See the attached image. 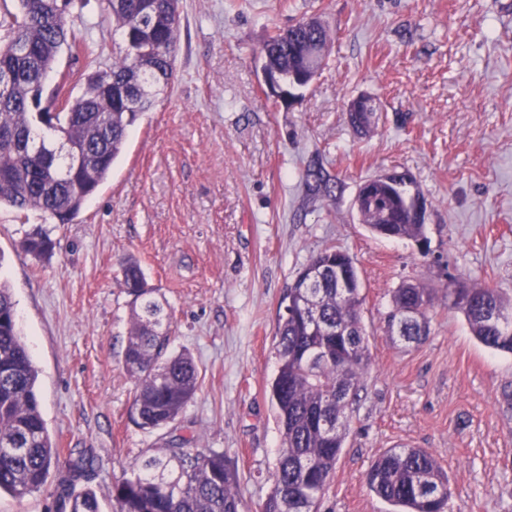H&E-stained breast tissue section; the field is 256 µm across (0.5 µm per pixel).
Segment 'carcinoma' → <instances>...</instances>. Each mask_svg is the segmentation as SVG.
Returning a JSON list of instances; mask_svg holds the SVG:
<instances>
[{"mask_svg": "<svg viewBox=\"0 0 512 512\" xmlns=\"http://www.w3.org/2000/svg\"><path fill=\"white\" fill-rule=\"evenodd\" d=\"M5 21L9 42L0 48V206L23 218L38 210L60 224L71 222L108 177L124 152L128 130L167 93L180 34L179 0H105L122 34L138 35L136 49L123 46L104 79L99 70L83 73L82 91L67 89L62 73L50 97L44 82L55 71L63 49L73 60L89 58L58 0H16ZM330 41L319 19L276 30L261 49L264 68L307 83L318 71ZM26 52L16 55L13 44ZM312 196L332 198L339 185L319 164L304 177ZM408 183L367 181L371 199L359 209L370 232L408 239L424 237L400 205ZM27 254L48 257L51 238L39 227L21 242ZM133 319L125 368L134 382L131 420L140 429L163 428L182 414L199 387L198 367L186 352L168 351L172 318L147 286L139 263L123 267ZM469 295L468 307L453 300ZM448 305L465 317L486 347L512 354V301L496 289L458 282L445 289ZM435 290L404 284L392 295L386 316L389 335L420 343L429 333L426 309ZM361 281L353 259L328 248L298 274L288 292V313L275 334L279 359L270 398L282 448L272 488L261 512H318V502L336 471L348 426L347 409L368 366L362 325ZM498 312L492 319V312ZM38 371L21 338L15 303L0 279V494L15 498L43 491L58 468L59 456L43 418L36 391ZM92 468L89 458L74 461L57 479L61 510L100 512L96 494L76 483ZM369 491L401 507V512H444L451 495L448 476L422 448H390L364 475ZM238 470L224 452L195 453L181 446L147 457L112 487L114 512H241Z\"/></svg>", "mask_w": 512, "mask_h": 512, "instance_id": "carcinoma-1", "label": "carcinoma"}]
</instances>
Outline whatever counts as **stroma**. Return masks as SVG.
Wrapping results in <instances>:
<instances>
[{
    "label": "stroma",
    "instance_id": "35a3bbf8",
    "mask_svg": "<svg viewBox=\"0 0 512 512\" xmlns=\"http://www.w3.org/2000/svg\"><path fill=\"white\" fill-rule=\"evenodd\" d=\"M180 11L168 92L77 218L23 222L0 208V278L60 466L91 458L78 485L112 512L113 482L155 449H220L241 512H259L281 447L278 320L298 272L333 247L361 278L370 368L320 512H392L364 474L394 447L425 449L447 472V512H512V356L441 301L420 343L392 341L385 323L405 283L440 290L453 277L512 298V0H181ZM71 13L105 47L95 67L111 66L121 35L103 0ZM310 18L333 33L326 63L272 104L261 47ZM361 96L376 115L360 135L347 108ZM314 163L340 180L335 200L307 193ZM395 171L425 199L423 241L373 236L353 206L365 180ZM40 225L56 244L43 260L20 247ZM128 257L172 315L171 349L201 376L176 421L151 432L130 419Z\"/></svg>",
    "mask_w": 512,
    "mask_h": 512
}]
</instances>
